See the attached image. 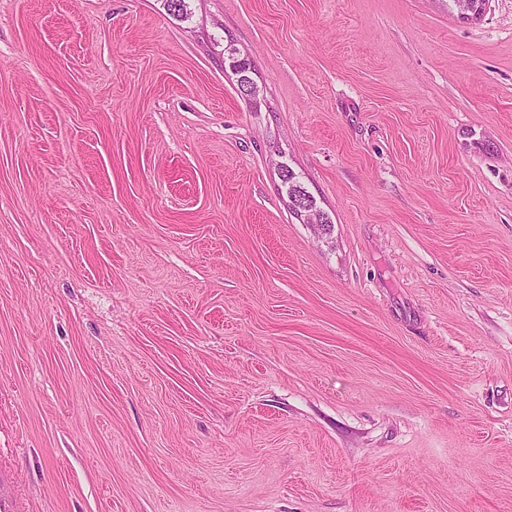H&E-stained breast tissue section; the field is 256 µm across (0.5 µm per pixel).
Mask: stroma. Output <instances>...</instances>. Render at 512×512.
I'll return each mask as SVG.
<instances>
[{
	"mask_svg": "<svg viewBox=\"0 0 512 512\" xmlns=\"http://www.w3.org/2000/svg\"><path fill=\"white\" fill-rule=\"evenodd\" d=\"M186 4L0 0V494L512 512V0ZM282 182L287 186L288 207L293 214L299 217L298 210L291 206L292 202L304 203L309 206L317 207L316 200L297 180V176L293 170L288 169L281 172ZM318 208V207H317ZM295 209V210H294Z\"/></svg>",
	"mask_w": 512,
	"mask_h": 512,
	"instance_id": "1",
	"label": "stroma"
}]
</instances>
